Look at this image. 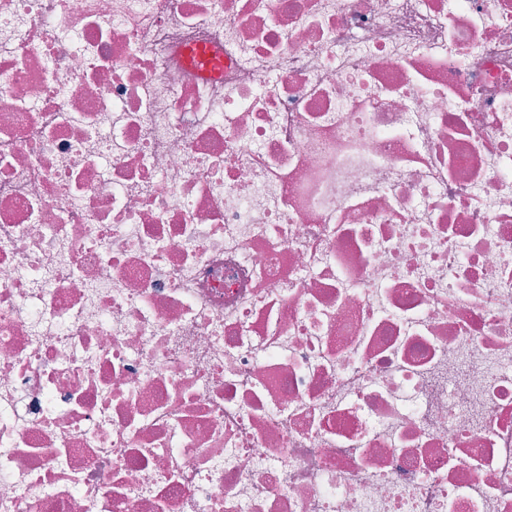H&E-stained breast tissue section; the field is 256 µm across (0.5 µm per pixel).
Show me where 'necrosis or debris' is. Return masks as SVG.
I'll list each match as a JSON object with an SVG mask.
<instances>
[{"label": "necrosis or debris", "mask_w": 512, "mask_h": 512, "mask_svg": "<svg viewBox=\"0 0 512 512\" xmlns=\"http://www.w3.org/2000/svg\"><path fill=\"white\" fill-rule=\"evenodd\" d=\"M0 512H512V0H0ZM187 62L206 79H217L224 70V53L212 49L188 48Z\"/></svg>", "instance_id": "1"}]
</instances>
